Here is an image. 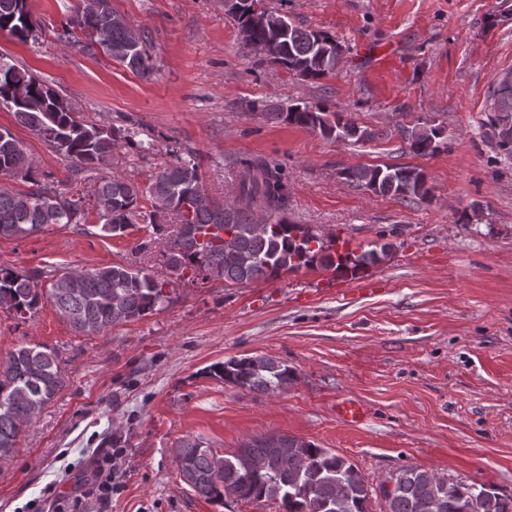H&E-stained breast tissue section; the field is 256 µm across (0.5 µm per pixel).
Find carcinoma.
Masks as SVG:
<instances>
[{
    "instance_id": "cac0c4a2",
    "label": "carcinoma",
    "mask_w": 512,
    "mask_h": 512,
    "mask_svg": "<svg viewBox=\"0 0 512 512\" xmlns=\"http://www.w3.org/2000/svg\"><path fill=\"white\" fill-rule=\"evenodd\" d=\"M250 6L235 0L228 10L237 22L242 42L294 75L306 80L332 73L340 59V44L332 36L292 23L280 27L281 15L268 12L263 24H251ZM67 25L100 45L114 60L143 76L153 71L152 58L140 33L112 12L110 0H80ZM0 31L27 42L35 31L26 0H0ZM0 104L13 112L17 124L29 128L68 162L70 181L96 180L94 198L103 205L100 231L125 235L142 219L143 229L156 234L170 218L178 221L165 251L167 269L185 278H215L226 284L277 279L302 268H322L354 277L386 260L392 244L378 242L352 249L348 241L308 224H292L284 214L287 194L281 169L263 158L240 161L247 177L237 200L226 205L203 189L193 156L179 157L142 187L103 170L116 143L130 141L126 128L84 124L54 88L29 71L0 56ZM490 125L499 147L512 154V68L502 73L491 95ZM270 120L296 125L325 139L374 140L378 133L340 112L321 105H293L269 112ZM409 151L429 156L447 146L443 129L428 122L401 130ZM344 180L414 203L425 201L430 189L424 173L410 166H357L343 169ZM35 185L20 192L0 187V238H23L55 224H81L87 200L74 189L57 191L38 186L22 143L0 127V177ZM148 197L152 209L140 210ZM41 268L19 272L0 265V309L26 321L43 301L52 302L70 326L84 334L100 333L159 310L170 300L172 281L133 264H113L91 270H71L51 279L46 288ZM205 372L242 390L271 394L296 378L294 368L266 355L230 357ZM58 352L47 346L22 345L0 362V470L17 452L19 438L34 418V410L51 403L64 387ZM257 464L244 473L245 462ZM182 481L212 503L224 497L276 504L277 512H369L376 489L359 469L328 448L304 439L271 434L245 441L228 455L186 439L177 448ZM387 512H512V496L493 486L440 477L418 468L397 472L396 487L384 496Z\"/></svg>"
}]
</instances>
